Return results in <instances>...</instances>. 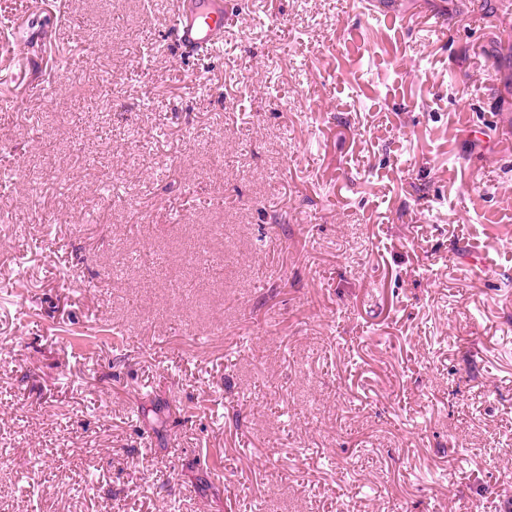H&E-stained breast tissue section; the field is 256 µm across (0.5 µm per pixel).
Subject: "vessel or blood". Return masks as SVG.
Wrapping results in <instances>:
<instances>
[{
  "mask_svg": "<svg viewBox=\"0 0 512 512\" xmlns=\"http://www.w3.org/2000/svg\"><path fill=\"white\" fill-rule=\"evenodd\" d=\"M224 17V0H188L175 21L178 43L195 49L222 42Z\"/></svg>",
  "mask_w": 512,
  "mask_h": 512,
  "instance_id": "1",
  "label": "vessel or blood"
}]
</instances>
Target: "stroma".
I'll return each instance as SVG.
<instances>
[{"mask_svg": "<svg viewBox=\"0 0 512 512\" xmlns=\"http://www.w3.org/2000/svg\"><path fill=\"white\" fill-rule=\"evenodd\" d=\"M384 2L0 0V512H512V8ZM224 0H189L175 21L177 41L196 49L224 40Z\"/></svg>", "mask_w": 512, "mask_h": 512, "instance_id": "stroma-1", "label": "stroma"}]
</instances>
